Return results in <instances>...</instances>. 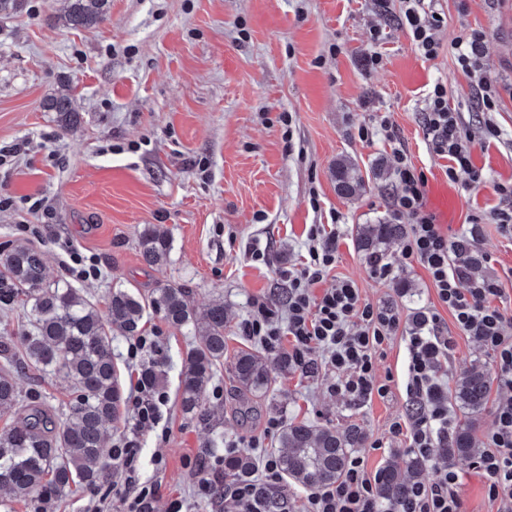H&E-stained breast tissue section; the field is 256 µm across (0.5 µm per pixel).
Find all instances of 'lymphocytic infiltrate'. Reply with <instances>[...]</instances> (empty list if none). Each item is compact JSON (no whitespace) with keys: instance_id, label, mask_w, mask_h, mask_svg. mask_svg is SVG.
Wrapping results in <instances>:
<instances>
[{"instance_id":"lymphocytic-infiltrate-1","label":"lymphocytic infiltrate","mask_w":512,"mask_h":512,"mask_svg":"<svg viewBox=\"0 0 512 512\" xmlns=\"http://www.w3.org/2000/svg\"><path fill=\"white\" fill-rule=\"evenodd\" d=\"M423 2L399 0L398 19L419 55L431 60L440 49L438 32L443 21L435 11L425 9ZM453 49L456 66L475 90L476 107L486 115L481 133L476 136L466 128L460 112L449 103L447 88L440 84L434 85L425 100L423 125L436 155L448 161L449 181L462 179L476 189L488 182L483 170L474 165L472 150L477 140L500 138L501 131L489 115L498 111L502 96L499 85L487 80L483 72L489 54L484 29L466 28ZM395 175L398 192L393 207L397 214L414 221L403 246L407 258L429 272L438 299L452 312L456 327L487 350L499 387L512 390V317L495 304L502 288L498 281L451 269L449 257L457 243L424 212L425 176L402 148L396 152ZM338 238L337 231L311 225L307 233L310 261L288 274L286 319H279L267 300L257 298L243 332L269 353L287 352L289 365L302 371L309 368L314 353H321V362L331 375L327 386L330 393L353 401L383 397L389 386L377 379L376 359L384 344L400 335V314L363 299L351 281L322 288L323 279L336 262ZM403 338L407 351L404 387L415 409L394 419L389 432L404 438L410 453L428 460L448 443V397L438 372L453 338L434 311L420 313ZM112 456L126 473L122 512H152L156 490L139 483L138 448L133 436L113 448ZM471 468L485 477L488 498L499 504L497 512H512V401L498 405L488 446ZM281 483L277 460L266 458L259 475L250 474L225 486V512H278L282 501L261 498L257 489L263 486L274 492ZM459 486V472L448 467L439 470L431 482L411 483L405 498L389 502L380 492L378 476L367 471L361 457L354 456L338 482L308 491L306 512H464Z\"/></svg>"}]
</instances>
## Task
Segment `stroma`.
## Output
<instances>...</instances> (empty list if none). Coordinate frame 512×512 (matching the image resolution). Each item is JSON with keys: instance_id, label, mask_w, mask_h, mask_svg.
I'll list each match as a JSON object with an SVG mask.
<instances>
[{"instance_id": "stroma-1", "label": "stroma", "mask_w": 512, "mask_h": 512, "mask_svg": "<svg viewBox=\"0 0 512 512\" xmlns=\"http://www.w3.org/2000/svg\"><path fill=\"white\" fill-rule=\"evenodd\" d=\"M444 18L435 59L415 51L397 19V6L377 0H111L97 27L73 30L54 25L55 0H27L20 15L0 19V146H19L0 163V254L24 243L41 249L48 279L80 288L99 311L112 289L148 297L154 288H186L194 307L224 303L226 352L205 393L209 423L183 414L180 406L184 358L195 345L194 330L175 328L145 311L142 333L156 347L131 356V337L112 338V355L123 391L120 415L105 426L108 446L128 433L136 376L148 367L163 373L158 424L139 434L138 478L157 485L153 512H169L181 500L185 512H221L222 499L201 500L196 460L223 474L228 441L259 462L279 456L276 437H264L269 417L344 429L360 426L356 448L371 472L403 466L408 453L389 425L411 403L402 384L405 342L394 338L376 360L378 378H390L386 397L356 405L327 390L324 370L301 374L268 355L272 385L266 394L243 393L232 372L234 356L256 349L242 324L252 300L266 298L283 311L284 271L300 270L307 258L306 234L313 224H337L336 264L323 285L348 279L375 304L397 308L404 325L415 314L436 310L445 327L454 319L437 300L428 272L406 259L401 241L387 247L393 277H372L359 249L365 224L395 217L392 197L397 148H405L427 182L424 210L449 236L468 227L470 216L494 207L493 183L512 180V98L492 118L502 131L472 158L488 185L476 190L449 182L446 159L425 135L420 113L435 84L447 86L449 101L465 124L479 116L469 78L455 65L452 41L464 26L482 27L490 38L487 78L512 85V0H434ZM387 38L376 43L373 29ZM381 52L366 70L363 58ZM74 95L80 120L65 129L43 106L53 93ZM291 122H284V115ZM389 116L395 140L360 139V126ZM355 161L365 184L355 195L336 188V162ZM47 200L49 216L31 213L27 201ZM168 233L167 265L149 267L140 251L147 226ZM472 227V226H469ZM477 277L499 281L496 304L512 316V236L497 225L472 227ZM259 245L264 259L249 248ZM96 265L99 276L73 272L71 252ZM455 345L440 372L453 390L473 369L492 372L490 356L475 339L454 333ZM23 402L39 401L66 419L74 389L63 375L26 368L17 378ZM219 447H212V440ZM384 447L372 450L375 440ZM454 464L463 477L467 512H496L485 480L469 460L436 456L424 462L420 480ZM124 475L110 461L90 488H75L43 504H12V512H120Z\"/></svg>"}]
</instances>
